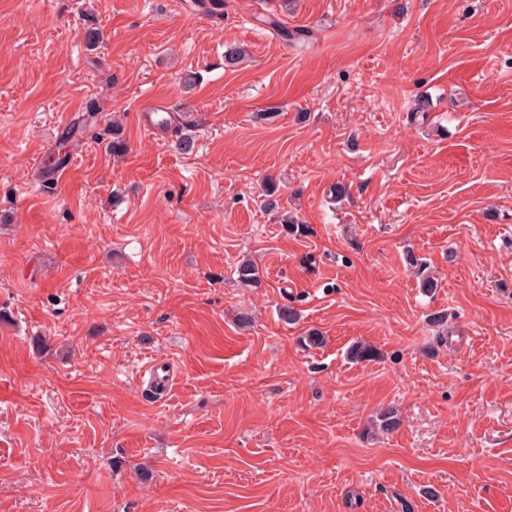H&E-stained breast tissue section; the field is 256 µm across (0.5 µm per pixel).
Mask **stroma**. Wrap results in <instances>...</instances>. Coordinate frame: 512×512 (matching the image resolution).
<instances>
[{"label": "stroma", "mask_w": 512, "mask_h": 512, "mask_svg": "<svg viewBox=\"0 0 512 512\" xmlns=\"http://www.w3.org/2000/svg\"><path fill=\"white\" fill-rule=\"evenodd\" d=\"M0 512H512V0H0ZM170 104L167 100L151 99L145 102L139 112L140 120H144L145 127L149 132H155L168 125Z\"/></svg>", "instance_id": "obj_1"}]
</instances>
